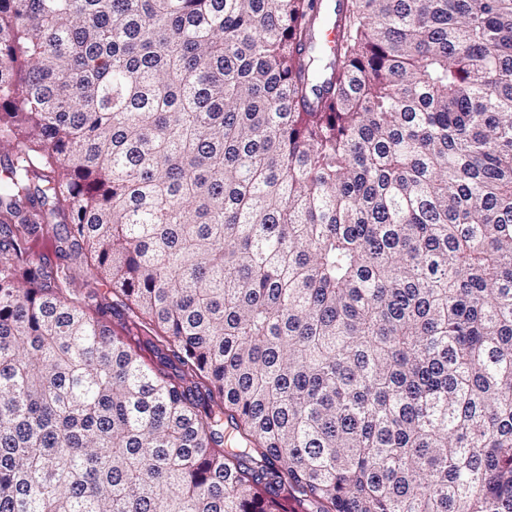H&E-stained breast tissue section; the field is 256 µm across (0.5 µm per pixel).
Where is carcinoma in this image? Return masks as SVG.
<instances>
[{
  "instance_id": "obj_1",
  "label": "carcinoma",
  "mask_w": 512,
  "mask_h": 512,
  "mask_svg": "<svg viewBox=\"0 0 512 512\" xmlns=\"http://www.w3.org/2000/svg\"><path fill=\"white\" fill-rule=\"evenodd\" d=\"M316 2L0 0V512H512V0Z\"/></svg>"
}]
</instances>
